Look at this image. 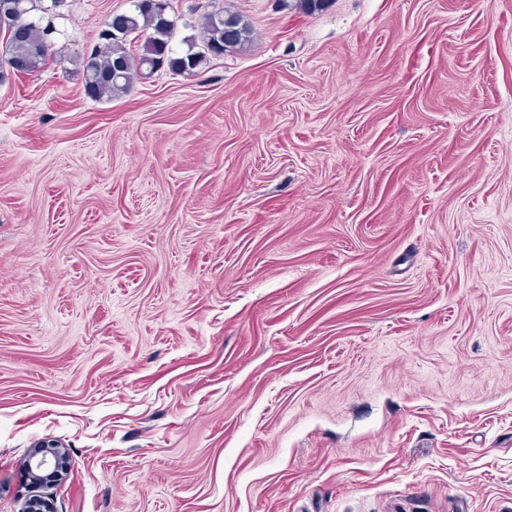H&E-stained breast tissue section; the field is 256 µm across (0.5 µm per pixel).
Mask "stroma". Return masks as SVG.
<instances>
[{
  "label": "stroma",
  "instance_id": "obj_1",
  "mask_svg": "<svg viewBox=\"0 0 512 512\" xmlns=\"http://www.w3.org/2000/svg\"><path fill=\"white\" fill-rule=\"evenodd\" d=\"M171 4L252 40L0 83V512H512V0ZM64 446L57 441L43 442L31 452L27 468L36 487H44L61 480V459Z\"/></svg>",
  "mask_w": 512,
  "mask_h": 512
}]
</instances>
